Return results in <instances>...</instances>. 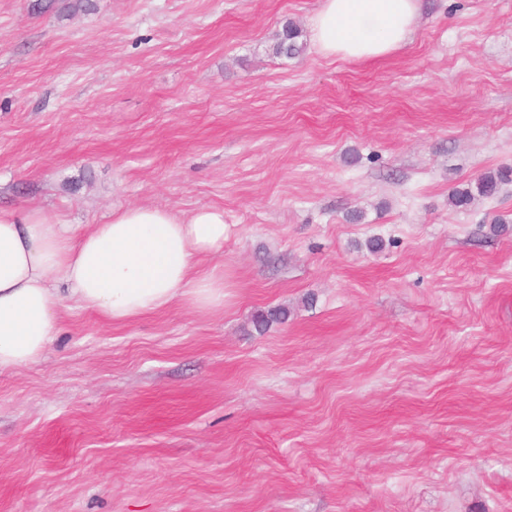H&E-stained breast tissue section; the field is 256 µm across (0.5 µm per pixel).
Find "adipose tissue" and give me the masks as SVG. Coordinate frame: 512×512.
Here are the masks:
<instances>
[{
    "label": "adipose tissue",
    "instance_id": "1",
    "mask_svg": "<svg viewBox=\"0 0 512 512\" xmlns=\"http://www.w3.org/2000/svg\"><path fill=\"white\" fill-rule=\"evenodd\" d=\"M418 13V0H320L312 43L330 58H384L408 42ZM224 232L217 207L179 216L130 206L80 233L43 208L0 210V371L37 361L55 340L58 281L81 308L115 322L179 302L223 308L224 273L201 261L223 251Z\"/></svg>",
    "mask_w": 512,
    "mask_h": 512
}]
</instances>
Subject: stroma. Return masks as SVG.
<instances>
[{"label": "stroma", "instance_id": "stroma-1", "mask_svg": "<svg viewBox=\"0 0 512 512\" xmlns=\"http://www.w3.org/2000/svg\"><path fill=\"white\" fill-rule=\"evenodd\" d=\"M419 5L353 63L273 54L319 0H0V208L226 224L223 308L0 373V512H512V181L448 204L512 170V0ZM508 176V172L503 170L486 172L468 187L453 190L449 195V202L455 208H466L476 197H492L496 194L499 184ZM288 314V307L269 308L255 313L252 322L255 329L262 333L265 332L273 323H284L287 321Z\"/></svg>", "mask_w": 512, "mask_h": 512}]
</instances>
